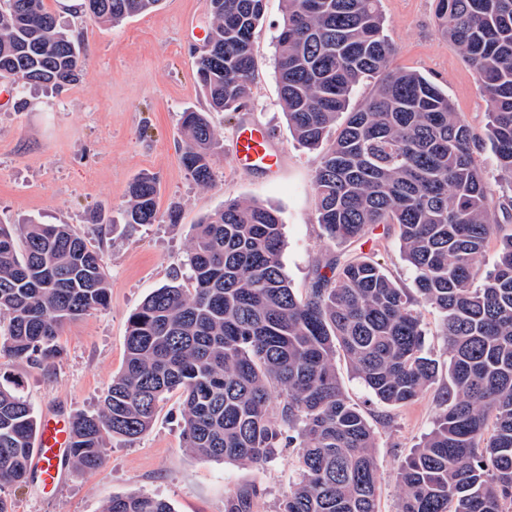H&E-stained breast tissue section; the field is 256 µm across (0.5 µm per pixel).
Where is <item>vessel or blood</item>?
<instances>
[{"instance_id":"1","label":"vessel or blood","mask_w":512,"mask_h":512,"mask_svg":"<svg viewBox=\"0 0 512 512\" xmlns=\"http://www.w3.org/2000/svg\"><path fill=\"white\" fill-rule=\"evenodd\" d=\"M232 163L244 172L276 173L282 155L275 147L268 131L253 122L241 124L232 145ZM69 451L68 420L59 415L45 418L31 461V469L39 475L44 486L58 485L64 474Z\"/></svg>"}]
</instances>
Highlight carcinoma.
Instances as JSON below:
<instances>
[{
	"label": "carcinoma",
	"mask_w": 512,
	"mask_h": 512,
	"mask_svg": "<svg viewBox=\"0 0 512 512\" xmlns=\"http://www.w3.org/2000/svg\"><path fill=\"white\" fill-rule=\"evenodd\" d=\"M161 0H83L93 20L118 26ZM277 36L280 101L297 144L322 150L315 218L332 244L397 228L414 272L400 287L364 254L314 266L297 294L281 255L278 211L233 200L196 224L188 285L173 281L128 318L126 357L101 408L70 417V464L93 471L112 441L146 434L159 402L183 397L184 447L260 465L285 444L299 473L281 512H377L375 435L336 373L342 349L371 399L407 404L435 383L421 305L442 318L448 385L433 429L399 468L400 512H512V234L502 235L492 189L474 156L482 143L448 94L421 73L391 69L379 0H284ZM196 58L208 108L180 115V163L201 187L215 180L212 112L245 109L257 72L253 36L263 0H205ZM440 32L477 74L486 138L499 180L512 188V0H436ZM85 56L44 0H0V77L60 90L80 80ZM371 97L329 139L353 90ZM158 182L129 185L126 224L158 221ZM492 270L476 278L491 242ZM109 304L100 254L68 224H0V335L17 359L58 354L64 324ZM38 425L30 403L0 382V484L30 476ZM254 489L227 512H251ZM101 512H174L165 499L116 496Z\"/></svg>",
	"instance_id": "carcinoma-1"
}]
</instances>
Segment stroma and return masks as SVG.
I'll use <instances>...</instances> for the list:
<instances>
[{
    "label": "stroma",
    "mask_w": 512,
    "mask_h": 512,
    "mask_svg": "<svg viewBox=\"0 0 512 512\" xmlns=\"http://www.w3.org/2000/svg\"><path fill=\"white\" fill-rule=\"evenodd\" d=\"M45 4L81 41L85 71L62 92L29 86L0 104V220L71 225L102 255L110 300L106 309L62 328L57 357L31 363L0 355V375L16 383L35 417L100 408L124 365L129 314L152 291L186 276L195 224L225 201L251 200L279 211L281 261L297 293L309 288L317 260L332 252L371 255L401 287H412L397 232L378 230L335 246L315 221L312 179L321 153L293 139L275 69L283 0H264V19L253 38L259 71L249 108L211 116L220 136L215 182L208 188L197 186L178 158L181 112L206 105L191 53L208 22L204 0H162L154 12L117 27L89 19L79 0ZM380 9L395 47L391 67L438 84L474 132L484 134L488 103L462 52L440 35L435 0H380ZM245 117L270 132L283 157L277 174L245 173L232 165L233 134ZM141 173L158 179L159 220L126 225V189ZM336 371L375 432L378 512H398L399 464L433 428L447 371L441 367L435 384L401 407L366 403L344 352L336 354ZM181 404L179 393L167 395L150 430L135 441L114 443L100 469L68 468L52 488L32 479L2 485L0 497L11 502L12 512H100L112 497L128 494L164 498L175 512H226L237 489L252 487L253 512H280L297 476L296 450L279 448L259 466L196 456L183 446Z\"/></svg>",
    "instance_id": "obj_1"
}]
</instances>
